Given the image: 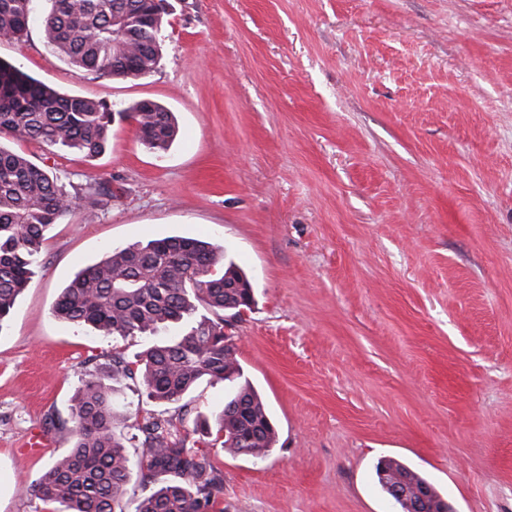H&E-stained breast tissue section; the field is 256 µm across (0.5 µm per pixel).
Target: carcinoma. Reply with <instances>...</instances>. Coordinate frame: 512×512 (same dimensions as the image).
I'll list each match as a JSON object with an SVG mask.
<instances>
[{"label": "carcinoma", "mask_w": 512, "mask_h": 512, "mask_svg": "<svg viewBox=\"0 0 512 512\" xmlns=\"http://www.w3.org/2000/svg\"><path fill=\"white\" fill-rule=\"evenodd\" d=\"M34 0H0V31L15 42L28 37ZM41 29L48 51L75 70L138 79L154 71L165 0H50ZM138 138L156 152L178 134L172 112L142 100L128 109ZM112 106L61 93L0 59V136H18L47 146L100 155L109 140ZM75 196L27 155L0 144V325L40 266L46 231L67 215ZM223 248L186 237L114 246L82 269L64 288L54 315L103 337L143 336L145 348L129 361L112 355L106 376L81 378L72 407V446L54 456L26 492L57 512H117L130 480V459L112 430L113 395L125 379H138L149 400L174 404L207 377L243 376L233 337L224 332V312L249 309L253 288L232 261L221 266ZM211 312L207 316L199 308ZM139 453L143 480L168 475L152 489L139 512H212L223 480L209 454L172 420L149 415ZM202 436L223 438L222 447L254 459L266 458L276 428L260 394L249 382L224 400L218 428L200 425ZM381 490L390 482L427 480L395 459L375 466Z\"/></svg>", "instance_id": "obj_1"}]
</instances>
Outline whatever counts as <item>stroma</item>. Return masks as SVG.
Instances as JSON below:
<instances>
[{"label": "stroma", "instance_id": "obj_1", "mask_svg": "<svg viewBox=\"0 0 512 512\" xmlns=\"http://www.w3.org/2000/svg\"><path fill=\"white\" fill-rule=\"evenodd\" d=\"M167 4L136 80L68 67L36 23L0 38L47 85L179 125L164 152L119 118L93 158L4 140L77 201L0 329V512H53L22 486L68 448L81 375L141 348L60 321L63 288L110 246L168 236L223 246L250 278L228 332L277 429L262 461L206 445L213 512H393L384 457L453 512H512V0ZM224 392L164 405L126 381L114 432L137 458L146 414L190 430Z\"/></svg>", "mask_w": 512, "mask_h": 512}]
</instances>
